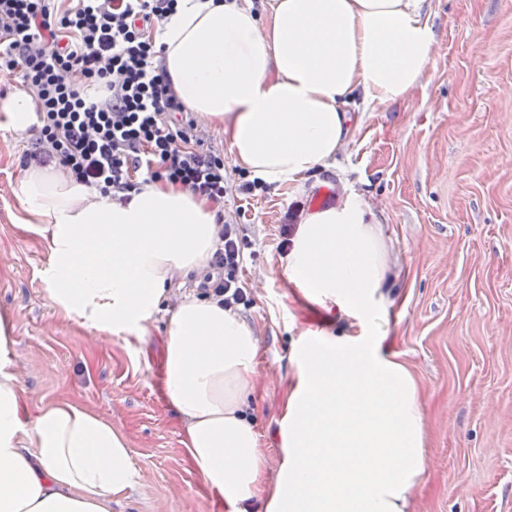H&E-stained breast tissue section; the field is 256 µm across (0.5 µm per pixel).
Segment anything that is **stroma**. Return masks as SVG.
<instances>
[{"mask_svg": "<svg viewBox=\"0 0 512 512\" xmlns=\"http://www.w3.org/2000/svg\"><path fill=\"white\" fill-rule=\"evenodd\" d=\"M425 10L435 52L411 102L368 106L335 163L307 180L224 203L249 239L240 277L253 303L238 314L258 345L250 416L276 462L289 355L320 320L283 274L282 227L352 191L381 223L389 273L379 307L429 434L414 512H512V0H427ZM32 141L0 129V313L15 326L20 387L82 402L128 432L138 484L112 512H213L159 386L164 321L103 343L48 304L38 275L47 253L16 224L11 190Z\"/></svg>", "mask_w": 512, "mask_h": 512, "instance_id": "obj_1", "label": "stroma"}]
</instances>
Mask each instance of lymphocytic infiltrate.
<instances>
[{
    "label": "lymphocytic infiltrate",
    "mask_w": 512,
    "mask_h": 512,
    "mask_svg": "<svg viewBox=\"0 0 512 512\" xmlns=\"http://www.w3.org/2000/svg\"><path fill=\"white\" fill-rule=\"evenodd\" d=\"M177 0H0V75L20 74L38 123L27 160L58 161L101 193L135 190V173L223 200L224 160L171 89L150 35ZM245 239L222 222L203 293L249 305L238 272Z\"/></svg>",
    "instance_id": "f902f5d3"
}]
</instances>
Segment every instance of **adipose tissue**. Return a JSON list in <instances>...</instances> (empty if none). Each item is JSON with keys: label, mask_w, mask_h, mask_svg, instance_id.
I'll use <instances>...</instances> for the list:
<instances>
[{"label": "adipose tissue", "mask_w": 512, "mask_h": 512, "mask_svg": "<svg viewBox=\"0 0 512 512\" xmlns=\"http://www.w3.org/2000/svg\"><path fill=\"white\" fill-rule=\"evenodd\" d=\"M426 0H178L155 41L175 95L219 128L232 161L267 183L329 167L349 139L355 98L410 99L435 38ZM31 96L0 97V129L36 124ZM21 224L44 241L51 308L105 337H142L167 314L161 386L187 458L226 512H413L428 476L417 382L385 345L387 279L379 222L355 195L301 213L284 272L316 310L358 334L306 328L269 462L248 415L257 341L217 298L174 296L177 275L208 269L223 207L167 180L128 202L36 164L12 186ZM14 326L0 314V512H112L137 469L127 432L70 398L19 385Z\"/></svg>", "instance_id": "obj_1"}]
</instances>
